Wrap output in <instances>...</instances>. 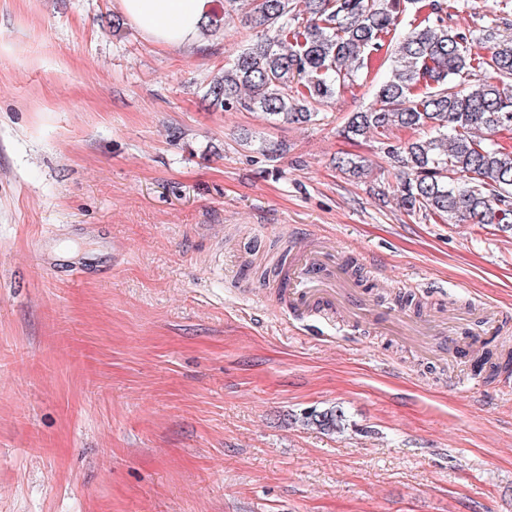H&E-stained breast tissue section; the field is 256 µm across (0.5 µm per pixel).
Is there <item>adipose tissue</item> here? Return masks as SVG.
<instances>
[{
	"mask_svg": "<svg viewBox=\"0 0 512 512\" xmlns=\"http://www.w3.org/2000/svg\"><path fill=\"white\" fill-rule=\"evenodd\" d=\"M206 0H119V7L150 39L195 45L206 22Z\"/></svg>",
	"mask_w": 512,
	"mask_h": 512,
	"instance_id": "ef3b65f1",
	"label": "adipose tissue"
}]
</instances>
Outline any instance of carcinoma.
Wrapping results in <instances>:
<instances>
[{
  "instance_id": "1",
  "label": "carcinoma",
  "mask_w": 512,
  "mask_h": 512,
  "mask_svg": "<svg viewBox=\"0 0 512 512\" xmlns=\"http://www.w3.org/2000/svg\"><path fill=\"white\" fill-rule=\"evenodd\" d=\"M246 22L255 33L224 64L206 96L215 105L260 112L274 123L314 121L317 106L359 80L382 34L399 25L400 0H253ZM434 19L410 28L387 48L389 74L373 102L347 118L349 140L386 136L392 128H429L432 136L388 149L397 170L398 204L407 215L450 224H512V150L489 139L512 132V42L492 29L472 52L473 37L448 28L447 0H429ZM489 70L494 80L460 89L453 78ZM336 167L360 178L361 161ZM306 423L341 433L344 413L317 412Z\"/></svg>"
}]
</instances>
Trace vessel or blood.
<instances>
[{
	"label": "vessel or blood",
	"instance_id": "b4317fda",
	"mask_svg": "<svg viewBox=\"0 0 512 512\" xmlns=\"http://www.w3.org/2000/svg\"><path fill=\"white\" fill-rule=\"evenodd\" d=\"M273 303L294 318L316 314L330 320L341 309L397 336H434L449 350L459 348V336L446 324L371 308L352 268L339 261L334 249L314 239L304 244L290 240Z\"/></svg>",
	"mask_w": 512,
	"mask_h": 512
}]
</instances>
